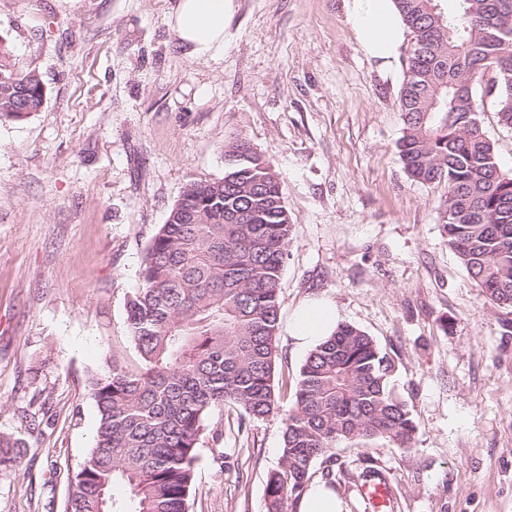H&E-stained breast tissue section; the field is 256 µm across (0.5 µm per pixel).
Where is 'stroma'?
<instances>
[{
	"label": "stroma",
	"instance_id": "1",
	"mask_svg": "<svg viewBox=\"0 0 512 512\" xmlns=\"http://www.w3.org/2000/svg\"><path fill=\"white\" fill-rule=\"evenodd\" d=\"M173 0H0V37L45 86L40 112L0 121V512H65L98 426L89 379L135 363L126 307L182 188L224 175L242 138L279 175L293 222L279 294V407L239 427L210 413L189 512H266L292 385L288 333L325 300L393 357L411 448L344 443L318 461L346 512L375 468L394 512H512V309L491 306L448 246L443 186L408 179L397 109L410 44L385 71L344 0H233L224 53L186 55ZM480 114L502 172L512 131Z\"/></svg>",
	"mask_w": 512,
	"mask_h": 512
}]
</instances>
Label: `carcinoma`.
<instances>
[{
	"mask_svg": "<svg viewBox=\"0 0 512 512\" xmlns=\"http://www.w3.org/2000/svg\"><path fill=\"white\" fill-rule=\"evenodd\" d=\"M412 46L398 100L406 175L445 183L443 231L490 303L512 308V177H495L492 142L478 118V88L497 91V123L512 130V0H394ZM42 79L0 39V118L43 107ZM224 177L188 183L146 247L141 288L127 302L139 367L117 356L90 381L99 423L70 480L66 512H188L197 443L226 404L246 419L278 408V295L292 224L271 163L238 140L224 147ZM235 211L241 224L224 223ZM394 360L361 329L340 323L314 347L294 382L279 468L266 512H289L316 462L337 444L411 445L415 424L389 385ZM17 462L0 437V469ZM129 507L119 509L114 487Z\"/></svg>",
	"mask_w": 512,
	"mask_h": 512,
	"instance_id": "1",
	"label": "carcinoma"
}]
</instances>
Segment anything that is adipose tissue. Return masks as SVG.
I'll use <instances>...</instances> for the list:
<instances>
[{"label":"adipose tissue","mask_w":512,"mask_h":512,"mask_svg":"<svg viewBox=\"0 0 512 512\" xmlns=\"http://www.w3.org/2000/svg\"><path fill=\"white\" fill-rule=\"evenodd\" d=\"M232 0H175L168 24L190 57L208 59L224 52L225 22ZM362 49L380 68L389 69L406 39V28L394 0H368L365 11L348 9ZM336 327V309L325 301L301 307L289 325L297 344L309 346L329 336Z\"/></svg>","instance_id":"obj_1"}]
</instances>
